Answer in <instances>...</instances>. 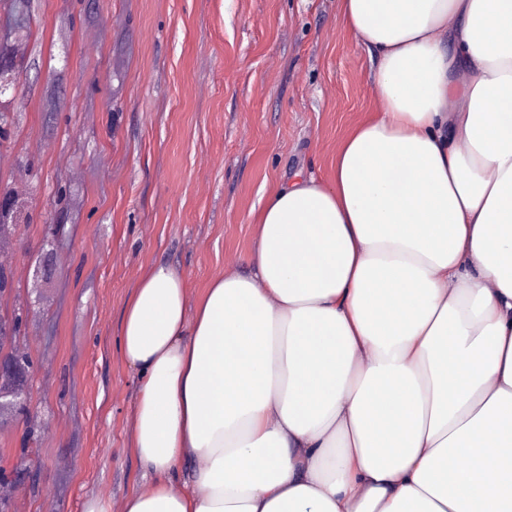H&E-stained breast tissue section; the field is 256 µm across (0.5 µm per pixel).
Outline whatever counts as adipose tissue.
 <instances>
[{"label":"adipose tissue","mask_w":512,"mask_h":512,"mask_svg":"<svg viewBox=\"0 0 512 512\" xmlns=\"http://www.w3.org/2000/svg\"><path fill=\"white\" fill-rule=\"evenodd\" d=\"M380 112L254 219L251 273L123 310L124 512H512V0H340ZM190 486L177 489L184 462Z\"/></svg>","instance_id":"obj_1"}]
</instances>
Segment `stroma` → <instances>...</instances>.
<instances>
[{"instance_id":"1","label":"stroma","mask_w":512,"mask_h":512,"mask_svg":"<svg viewBox=\"0 0 512 512\" xmlns=\"http://www.w3.org/2000/svg\"><path fill=\"white\" fill-rule=\"evenodd\" d=\"M339 0H38L16 58L23 118L0 182L31 198L13 239L22 273L0 314L27 306L42 430L12 512H85L141 485L137 377L122 360L125 303L158 263L189 301L246 272L252 218L295 174L328 181L341 141L379 108ZM31 164L21 167L17 156ZM69 186L64 208L53 202ZM64 221L56 274H32Z\"/></svg>"}]
</instances>
